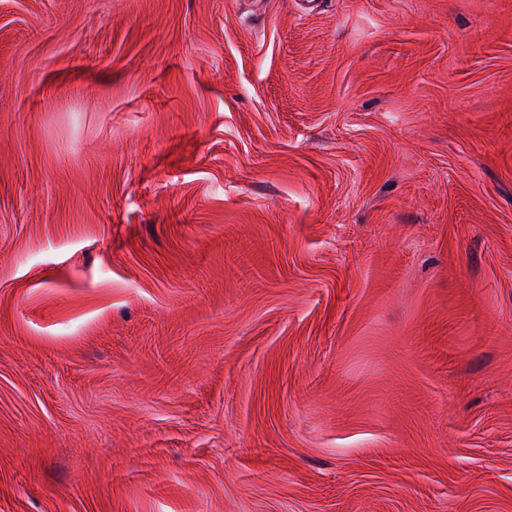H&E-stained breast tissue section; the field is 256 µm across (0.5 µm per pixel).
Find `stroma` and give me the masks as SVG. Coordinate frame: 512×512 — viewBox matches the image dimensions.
<instances>
[{"label": "stroma", "instance_id": "1", "mask_svg": "<svg viewBox=\"0 0 512 512\" xmlns=\"http://www.w3.org/2000/svg\"><path fill=\"white\" fill-rule=\"evenodd\" d=\"M0 512H512V0H0Z\"/></svg>", "mask_w": 512, "mask_h": 512}]
</instances>
